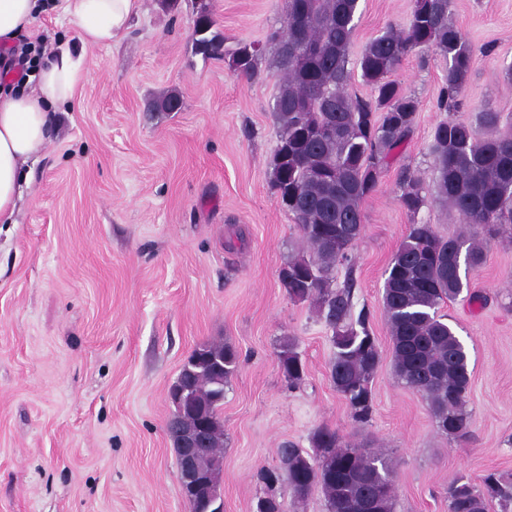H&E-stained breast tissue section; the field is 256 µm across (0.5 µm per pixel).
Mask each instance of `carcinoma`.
Listing matches in <instances>:
<instances>
[{
	"label": "carcinoma",
	"instance_id": "1",
	"mask_svg": "<svg viewBox=\"0 0 512 512\" xmlns=\"http://www.w3.org/2000/svg\"><path fill=\"white\" fill-rule=\"evenodd\" d=\"M452 0H414L408 22L390 25L363 49L356 65L372 96H352L349 44L358 0H284L281 27L270 35L273 65L281 80L273 112L279 123L272 160V188L293 214L304 249L292 256L281 280L288 296L309 301L331 331L330 378L346 400L352 421L366 425L373 415L371 381L381 362L365 310L354 313L353 281L334 284L336 265L351 261L350 250L363 229L361 205L376 192L396 151L411 137L418 98L390 79L407 57L433 50L448 62L438 108L456 112L469 77L473 50L452 21ZM212 6L201 0L196 11L195 52L224 59L232 75L247 81L259 71L265 47L240 41L224 47L213 30ZM497 112H480L477 125L450 119L438 124L430 148L436 198L461 223L491 230L512 224V132L499 129ZM400 202L411 215L425 204L422 181L413 171L399 172ZM482 239L474 232L444 238L430 224H411L395 252L383 288V306L392 343L393 368L406 387L420 393L439 433L462 441L469 435L466 398L470 389L468 354L439 308L460 295L462 272L484 263ZM281 369L294 388L304 365L297 343L287 339L279 355ZM240 363L229 343L202 345L189 355L177 382L194 405L184 428L197 413L217 419L224 405L219 380L229 382ZM313 452L292 442L280 445L275 480L303 500L317 488L327 512H355L367 491L372 512H394L395 467L381 450L351 445L327 427L310 439ZM224 451V432L211 430L199 466L217 479L211 457ZM497 501L512 504V476L485 475L473 484L456 479L448 486V512H488Z\"/></svg>",
	"mask_w": 512,
	"mask_h": 512
}]
</instances>
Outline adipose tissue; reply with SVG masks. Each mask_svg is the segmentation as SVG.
I'll use <instances>...</instances> for the list:
<instances>
[{
    "label": "adipose tissue",
    "mask_w": 512,
    "mask_h": 512,
    "mask_svg": "<svg viewBox=\"0 0 512 512\" xmlns=\"http://www.w3.org/2000/svg\"><path fill=\"white\" fill-rule=\"evenodd\" d=\"M44 8L43 0H0V45L14 46ZM60 8L78 25L83 45L93 47L125 32L139 0H61ZM82 78L80 58L61 47L40 60L30 87L0 83V224L13 223L22 182L52 141L53 110L72 101Z\"/></svg>",
    "instance_id": "ef3b65f1"
}]
</instances>
